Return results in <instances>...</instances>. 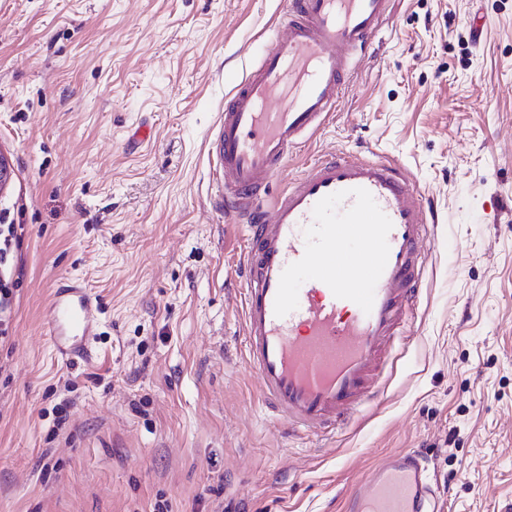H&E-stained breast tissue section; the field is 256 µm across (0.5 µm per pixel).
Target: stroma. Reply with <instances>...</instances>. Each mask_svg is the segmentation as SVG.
<instances>
[{"instance_id": "stroma-1", "label": "stroma", "mask_w": 512, "mask_h": 512, "mask_svg": "<svg viewBox=\"0 0 512 512\" xmlns=\"http://www.w3.org/2000/svg\"><path fill=\"white\" fill-rule=\"evenodd\" d=\"M288 0H0V512H344L422 454L441 512L512 504V0H395L372 57L293 148L405 167L438 217L425 290L369 411L322 441L265 413L243 362L244 232L216 204L228 71ZM485 18L480 40L474 17ZM147 140H135L141 127ZM100 298L93 362L53 357L52 288Z\"/></svg>"}]
</instances>
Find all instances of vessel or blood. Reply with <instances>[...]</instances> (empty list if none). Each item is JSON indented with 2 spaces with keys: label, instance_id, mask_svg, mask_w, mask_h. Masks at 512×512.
Wrapping results in <instances>:
<instances>
[{
  "label": "vessel or blood",
  "instance_id": "vessel-or-blood-1",
  "mask_svg": "<svg viewBox=\"0 0 512 512\" xmlns=\"http://www.w3.org/2000/svg\"><path fill=\"white\" fill-rule=\"evenodd\" d=\"M391 0H288L257 64L232 81L215 149L220 203L241 222L244 359L264 409L292 433L325 437L376 399V382L425 283L433 215L399 164L326 154L263 199L288 152L318 130L391 15ZM97 299L56 289L53 352L91 360ZM346 512H437L418 453L387 455L358 480Z\"/></svg>",
  "mask_w": 512,
  "mask_h": 512
}]
</instances>
